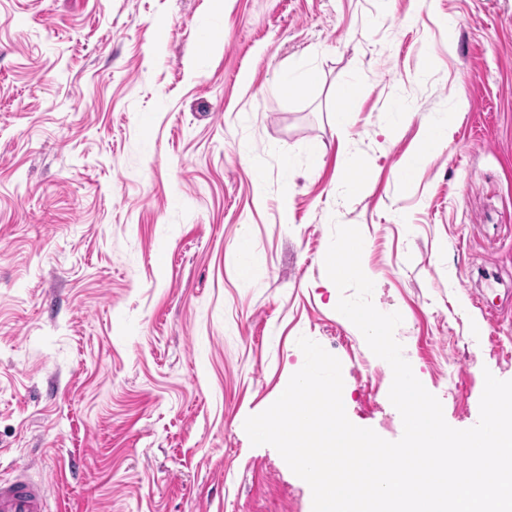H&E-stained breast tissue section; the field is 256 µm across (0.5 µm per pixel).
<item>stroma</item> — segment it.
Wrapping results in <instances>:
<instances>
[{
	"instance_id": "stroma-1",
	"label": "stroma",
	"mask_w": 512,
	"mask_h": 512,
	"mask_svg": "<svg viewBox=\"0 0 512 512\" xmlns=\"http://www.w3.org/2000/svg\"><path fill=\"white\" fill-rule=\"evenodd\" d=\"M427 120L447 145L402 185ZM336 222L448 425L474 426L485 373L512 380V316L470 297L512 292V0H0V471L47 512H312L244 430L300 337L340 360L353 424L403 431L336 309Z\"/></svg>"
}]
</instances>
